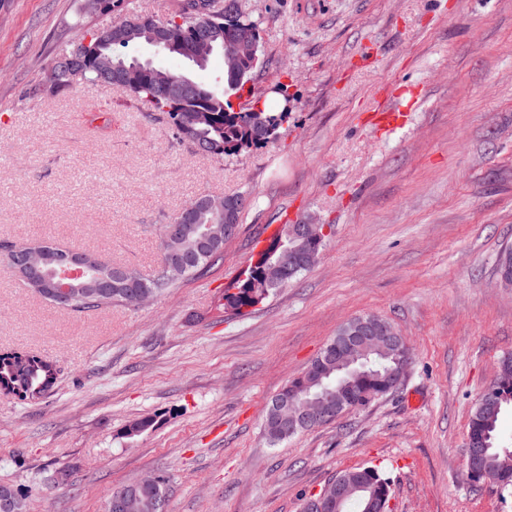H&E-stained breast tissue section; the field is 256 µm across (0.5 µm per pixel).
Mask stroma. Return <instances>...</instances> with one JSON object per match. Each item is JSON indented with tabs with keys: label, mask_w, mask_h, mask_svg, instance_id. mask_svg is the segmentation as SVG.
<instances>
[{
	"label": "stroma",
	"mask_w": 512,
	"mask_h": 512,
	"mask_svg": "<svg viewBox=\"0 0 512 512\" xmlns=\"http://www.w3.org/2000/svg\"><path fill=\"white\" fill-rule=\"evenodd\" d=\"M0 0V241L47 239L151 274L160 227L201 195L249 203L224 258L142 306L74 314L0 269V351L59 369L42 400L0 392V483L27 512H104L157 472L166 512H300L339 471L390 479V512H512L465 472L472 413L512 354V0H242L262 67L246 89L294 106L223 160L177 142L120 89L45 81L59 49L182 0ZM420 93L403 127L376 106ZM329 225L318 263L246 315L221 306L269 226ZM408 342L399 388L269 446L267 404L349 320ZM153 429L124 435L133 420Z\"/></svg>",
	"instance_id": "1"
}]
</instances>
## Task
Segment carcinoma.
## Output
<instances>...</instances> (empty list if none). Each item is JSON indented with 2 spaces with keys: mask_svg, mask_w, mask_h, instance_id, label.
Returning a JSON list of instances; mask_svg holds the SVG:
<instances>
[{
  "mask_svg": "<svg viewBox=\"0 0 512 512\" xmlns=\"http://www.w3.org/2000/svg\"><path fill=\"white\" fill-rule=\"evenodd\" d=\"M196 6V11L189 12L184 9L161 20L173 37L183 42L180 52H173L162 44L152 43L151 30L141 26L138 16L130 18V24L121 30L100 33L106 42L101 52L115 69L138 70L139 80L134 84L122 85L120 89L148 104L152 111L165 116L176 140L188 144L200 154L222 160L226 156L238 155L261 145L275 136L288 118V113L264 108L255 112L253 106L236 107L231 100V97L244 90L253 72L262 63L257 25L243 17L239 0H199ZM195 29L211 31L218 45L225 38H242L254 46V51L236 66H224L223 87L220 90L197 82L183 73L157 65L150 59L131 56L127 52L133 45H152L173 58L185 60L203 69L207 63L195 61L191 57L192 49L185 45ZM78 51L79 48L73 43L57 54L49 79L51 93L60 94L73 88L74 76L68 67V61ZM79 79L92 84H113L108 71L92 64L82 68ZM163 79L187 84L190 91L178 99L165 97L158 92L159 82ZM222 221L223 217L217 211L205 208L196 210L192 223L182 225L183 232L178 239L169 243L161 242L159 265L152 276L146 277L130 267L114 264L112 270L121 272L122 278L113 281L112 293L92 297L76 296L63 305L62 309L81 313L110 308L114 304L137 306L141 294L160 298L178 280L202 272L224 256V245L230 237L210 245L205 244V238L212 235ZM290 228L289 224L281 225L269 243L258 252L256 261L250 264L248 277L237 280L231 289L224 291V308L237 313L246 308H254L264 302L274 290L287 286L311 269L303 261L288 265V269L277 281L268 277L269 270L278 266L284 252L291 250L304 255L310 251L308 242L293 237ZM26 244L25 240L0 243V265L3 269H8L11 258ZM173 252L178 254L184 266L178 280L169 279L163 273L164 263ZM328 351L329 348H324L310 363L312 367L318 365L321 370L330 372L317 389H324L338 398L348 394L356 397L360 399V408L369 405L367 399L382 395L381 381L388 370L408 364V360L401 356L403 345L395 337L387 345V352L369 356L352 373L336 369V356H328ZM57 379L58 370L51 361L20 352L0 353V391L12 393L24 400L36 401L54 388ZM287 392L288 388H283L271 399L264 412L263 431L272 445L287 440L281 433L279 419L272 413L273 405ZM510 405L512 406V389L503 394L484 396L477 404L469 423L471 435L487 444L476 467L497 471L508 477V482L505 483L507 488H512V448H501L497 445V424L504 409ZM347 481L355 487L362 486V489L345 502L343 512H366V504L370 498L379 499L389 494V478L376 467H356L347 474ZM167 493L168 479L165 476L158 486L143 490V494L153 504L154 512H164Z\"/></svg>",
  "mask_w": 512,
  "mask_h": 512,
  "instance_id": "1",
  "label": "carcinoma"
}]
</instances>
